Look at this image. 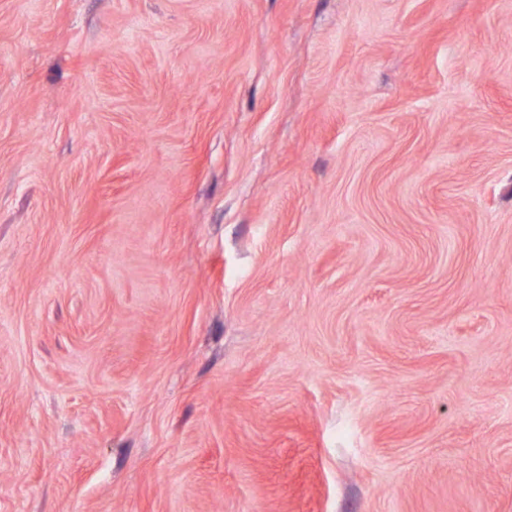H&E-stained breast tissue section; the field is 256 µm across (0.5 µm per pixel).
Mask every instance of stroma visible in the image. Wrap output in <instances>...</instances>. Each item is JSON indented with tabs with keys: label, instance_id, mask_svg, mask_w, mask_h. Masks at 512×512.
Instances as JSON below:
<instances>
[{
	"label": "stroma",
	"instance_id": "1",
	"mask_svg": "<svg viewBox=\"0 0 512 512\" xmlns=\"http://www.w3.org/2000/svg\"><path fill=\"white\" fill-rule=\"evenodd\" d=\"M0 512H512V0H0Z\"/></svg>",
	"mask_w": 512,
	"mask_h": 512
}]
</instances>
